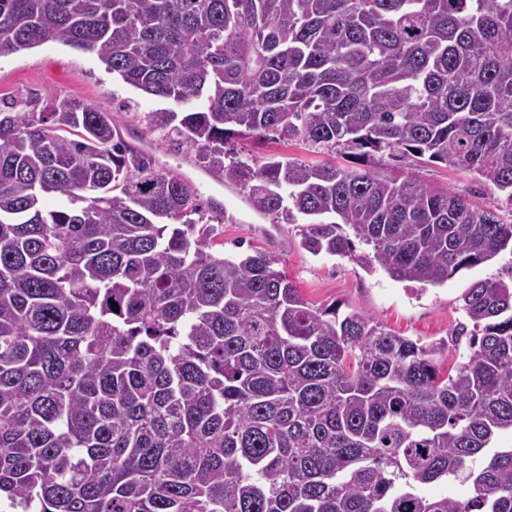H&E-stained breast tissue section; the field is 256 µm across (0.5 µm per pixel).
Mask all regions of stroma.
<instances>
[{
    "label": "stroma",
    "mask_w": 512,
    "mask_h": 512,
    "mask_svg": "<svg viewBox=\"0 0 512 512\" xmlns=\"http://www.w3.org/2000/svg\"><path fill=\"white\" fill-rule=\"evenodd\" d=\"M51 91L62 92L112 111L126 130L145 129L146 113L165 108V101L142 93L108 72L97 56L71 47L47 43L0 57V99L24 101ZM241 157L278 156L315 159L311 148L298 140L270 134L259 139L244 138L237 145ZM161 162L199 183L204 196H218L228 215L221 224L224 254L236 257L261 249L272 253L290 281L310 305L323 307L334 302L364 312L400 335L428 344L445 337L464 314L458 298L471 283L483 279L512 277V250L501 251L492 260L460 270L439 286L399 282L384 271L367 270L350 257L314 255L301 245L300 224L272 222L254 212L243 192L232 185L219 186L196 165V151L184 147L172 156L158 148ZM422 180L469 193L482 207L512 210L505 197L479 184L469 171L442 164L417 168Z\"/></svg>",
    "instance_id": "35a3bbf8"
}]
</instances>
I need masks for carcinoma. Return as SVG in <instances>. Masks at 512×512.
<instances>
[{"instance_id": "carcinoma-1", "label": "carcinoma", "mask_w": 512, "mask_h": 512, "mask_svg": "<svg viewBox=\"0 0 512 512\" xmlns=\"http://www.w3.org/2000/svg\"><path fill=\"white\" fill-rule=\"evenodd\" d=\"M48 42L185 107L146 132L258 214L305 217L313 255L437 286L512 246V217L404 170L462 168L512 204V0H0L1 56ZM30 106L0 107L11 509L512 512V281L472 283L430 344L315 308L271 254L224 256L221 205L112 112ZM269 132L346 164L231 156ZM438 480L470 496L422 494Z\"/></svg>"}]
</instances>
